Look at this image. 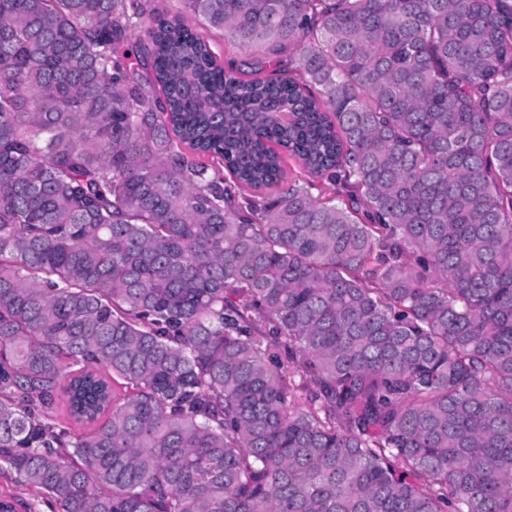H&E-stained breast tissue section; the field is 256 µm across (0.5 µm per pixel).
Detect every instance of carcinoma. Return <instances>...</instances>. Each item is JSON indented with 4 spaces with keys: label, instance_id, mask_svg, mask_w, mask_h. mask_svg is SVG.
Returning a JSON list of instances; mask_svg holds the SVG:
<instances>
[{
    "label": "carcinoma",
    "instance_id": "cac0c4a2",
    "mask_svg": "<svg viewBox=\"0 0 512 512\" xmlns=\"http://www.w3.org/2000/svg\"><path fill=\"white\" fill-rule=\"evenodd\" d=\"M178 2L0 0V464L58 512H512V0Z\"/></svg>",
    "mask_w": 512,
    "mask_h": 512
}]
</instances>
